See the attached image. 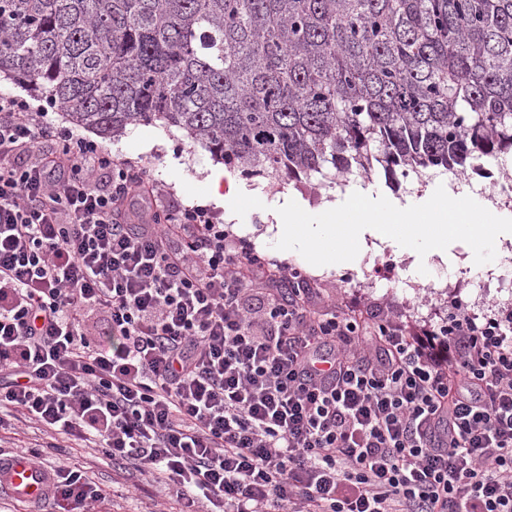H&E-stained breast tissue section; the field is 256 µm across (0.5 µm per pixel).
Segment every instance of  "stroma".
Segmentation results:
<instances>
[{"label":"stroma","instance_id":"stroma-1","mask_svg":"<svg viewBox=\"0 0 512 512\" xmlns=\"http://www.w3.org/2000/svg\"><path fill=\"white\" fill-rule=\"evenodd\" d=\"M83 135L115 156L139 162L178 203L206 204V176L214 161L201 144L182 132L156 123L131 128L116 140L99 138L88 129ZM448 177V171L429 169L392 183L378 167L368 175L353 173L348 181L373 184L381 192L400 197L417 185L440 188ZM236 178L245 192L233 203L237 218L227 223V230L248 240L259 254L299 268L314 287L320 288L322 296L346 304L363 319H370L372 311L379 310L419 329L437 326L452 316L483 317L512 310L511 241L495 234L467 241L454 247L455 259L448 263L429 256L420 242L408 251L387 242L376 249H357L345 257L338 250L334 229H327L322 245L313 249L303 240L284 238L265 217L266 208L278 204L287 192L300 194L311 208H318L323 200L333 199L339 183L317 176L272 181L241 172ZM18 445L40 449L43 464L50 468L63 461L84 466L106 494L101 512H152L155 503L161 501L168 512H178V503L168 497L167 485L141 483L132 468L118 467L66 436L46 432L35 424L0 430V449L9 451Z\"/></svg>","mask_w":512,"mask_h":512}]
</instances>
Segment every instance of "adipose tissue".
Wrapping results in <instances>:
<instances>
[{"label":"adipose tissue","mask_w":512,"mask_h":512,"mask_svg":"<svg viewBox=\"0 0 512 512\" xmlns=\"http://www.w3.org/2000/svg\"><path fill=\"white\" fill-rule=\"evenodd\" d=\"M348 208L357 215L351 224L341 221ZM309 210L308 203L291 192L268 215L280 233L306 239L314 246L320 239L319 226L299 221ZM318 212L325 222H340V234L349 249L365 246L371 239L385 242L396 235L406 241L420 237L426 241L430 255L443 261L448 258L450 241L491 233L490 219L498 214L492 200L478 199L469 186L455 183L402 199L383 196L371 185L352 184L337 199L323 202Z\"/></svg>","instance_id":"1"}]
</instances>
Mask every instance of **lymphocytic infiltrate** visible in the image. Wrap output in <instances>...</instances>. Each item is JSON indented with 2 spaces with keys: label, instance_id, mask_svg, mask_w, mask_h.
<instances>
[{
  "label": "lymphocytic infiltrate",
  "instance_id": "f902f5d3",
  "mask_svg": "<svg viewBox=\"0 0 512 512\" xmlns=\"http://www.w3.org/2000/svg\"><path fill=\"white\" fill-rule=\"evenodd\" d=\"M288 280L293 296L255 282ZM300 269L0 95V404L172 485L181 512H512V312H319ZM54 512H96L80 468Z\"/></svg>",
  "mask_w": 512,
  "mask_h": 512
}]
</instances>
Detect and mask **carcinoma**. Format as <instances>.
Instances as JSON below:
<instances>
[{
    "label": "carcinoma",
    "mask_w": 512,
    "mask_h": 512,
    "mask_svg": "<svg viewBox=\"0 0 512 512\" xmlns=\"http://www.w3.org/2000/svg\"><path fill=\"white\" fill-rule=\"evenodd\" d=\"M0 74L279 180L512 153V0H0Z\"/></svg>",
    "instance_id": "carcinoma-1"
}]
</instances>
